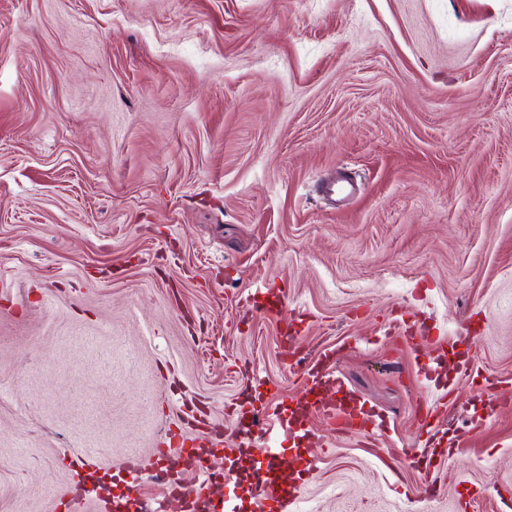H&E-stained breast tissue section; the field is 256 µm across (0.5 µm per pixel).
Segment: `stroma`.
Returning a JSON list of instances; mask_svg holds the SVG:
<instances>
[{
  "label": "stroma",
  "instance_id": "obj_1",
  "mask_svg": "<svg viewBox=\"0 0 512 512\" xmlns=\"http://www.w3.org/2000/svg\"><path fill=\"white\" fill-rule=\"evenodd\" d=\"M340 171L359 191L331 206ZM288 327L367 434L291 424ZM494 391L512 0H0V512H112L172 430L219 431L222 470L251 402L278 472L313 459L282 512H512ZM256 478L214 502L253 512ZM125 471L129 476V481H122L125 484L128 494L120 492L119 494H113L112 511L113 512H128L129 507V496L136 495L141 487L143 476L146 473V468L140 454L133 450L129 454Z\"/></svg>",
  "mask_w": 512,
  "mask_h": 512
}]
</instances>
